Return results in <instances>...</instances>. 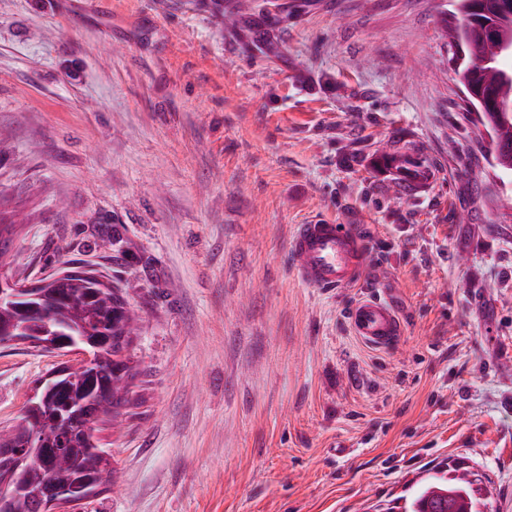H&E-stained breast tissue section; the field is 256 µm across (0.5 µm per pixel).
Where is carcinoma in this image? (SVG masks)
Listing matches in <instances>:
<instances>
[{
	"label": "carcinoma",
	"mask_w": 512,
	"mask_h": 512,
	"mask_svg": "<svg viewBox=\"0 0 512 512\" xmlns=\"http://www.w3.org/2000/svg\"><path fill=\"white\" fill-rule=\"evenodd\" d=\"M463 21L483 33L465 44L468 58L486 62L478 84L512 105V48L490 37L493 29L486 26L491 21L486 14L473 11ZM506 125L512 130V116L484 121L494 133L499 166L512 172V134L503 135ZM138 323L139 317L129 308L121 289L75 267L61 270L14 305L0 306V337L19 338L30 330L40 336V348L45 351L64 350L74 340L94 351L93 365L73 372L63 394L37 388L33 406L24 413L21 424L8 432L0 430V440L12 436L17 441L37 430L49 447L60 451L58 460L27 464L21 491L0 501V512H55L56 505L48 498L50 490L76 488L89 496L104 482L114 481L115 470L94 433L87 431L82 409L84 403H90L95 423L102 416L117 417V408L129 393L131 346ZM457 499L464 501L462 512H476L470 481L434 478L423 483L405 512H454Z\"/></svg>",
	"instance_id": "obj_1"
}]
</instances>
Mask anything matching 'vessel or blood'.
Segmentation results:
<instances>
[{
	"label": "vessel or blood",
	"mask_w": 512,
	"mask_h": 512,
	"mask_svg": "<svg viewBox=\"0 0 512 512\" xmlns=\"http://www.w3.org/2000/svg\"><path fill=\"white\" fill-rule=\"evenodd\" d=\"M293 270L306 286L323 290L355 284L362 273L366 246L355 227L323 218L298 225L289 242ZM352 331L365 344L388 350L403 325L394 309L379 297H368L348 312Z\"/></svg>",
	"instance_id": "b4317fda"
}]
</instances>
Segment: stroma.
Segmentation results:
<instances>
[{"instance_id": "1", "label": "stroma", "mask_w": 512, "mask_h": 512, "mask_svg": "<svg viewBox=\"0 0 512 512\" xmlns=\"http://www.w3.org/2000/svg\"><path fill=\"white\" fill-rule=\"evenodd\" d=\"M455 8L0 0V279L84 266L140 318L98 433L118 480L68 512H404L462 473L512 512V174L453 72ZM391 139L420 167L398 200ZM316 216L368 240L359 284L292 272ZM371 293L393 349L351 333ZM64 361L0 345V428ZM352 331L365 344L389 350L396 345L403 325L394 309L380 297H367L348 312Z\"/></svg>"}]
</instances>
